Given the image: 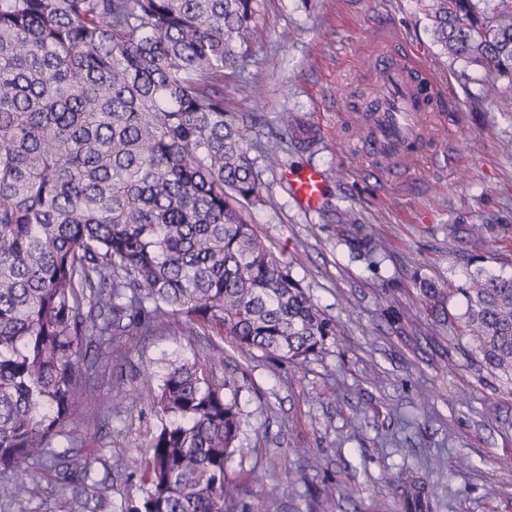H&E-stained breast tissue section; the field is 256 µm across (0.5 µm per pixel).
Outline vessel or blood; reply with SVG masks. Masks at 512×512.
<instances>
[{
  "label": "vessel or blood",
  "mask_w": 512,
  "mask_h": 512,
  "mask_svg": "<svg viewBox=\"0 0 512 512\" xmlns=\"http://www.w3.org/2000/svg\"><path fill=\"white\" fill-rule=\"evenodd\" d=\"M377 90L370 108L354 115L353 147L382 173H406L430 154L427 117L446 100L443 84L427 77L413 52L385 50L375 55ZM291 200L307 212L319 208L326 174L308 166L286 173Z\"/></svg>",
  "instance_id": "obj_1"
}]
</instances>
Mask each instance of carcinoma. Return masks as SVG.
Here are the masks:
<instances>
[{"label":"carcinoma","mask_w":512,"mask_h":512,"mask_svg":"<svg viewBox=\"0 0 512 512\" xmlns=\"http://www.w3.org/2000/svg\"><path fill=\"white\" fill-rule=\"evenodd\" d=\"M257 0H0V501L44 492L47 474L87 488L78 449L88 350L107 367L114 336H144L167 314L211 326L236 348L293 367L336 323L244 218L262 194L250 146L224 111V70L247 55ZM452 61L480 67L475 98L512 112V0H417ZM279 121L295 143L315 131ZM281 164L282 138L260 146ZM350 248L383 251L355 211L336 212ZM437 322L512 379V278L418 282ZM455 295L463 313L448 315ZM171 417L141 460L143 497L126 512H245L228 476L248 425L244 383L184 363L155 388ZM66 432L72 450L51 448Z\"/></svg>","instance_id":"obj_1"}]
</instances>
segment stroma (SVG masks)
I'll use <instances>...</instances> for the list:
<instances>
[{"label":"stroma","instance_id":"obj_1","mask_svg":"<svg viewBox=\"0 0 512 512\" xmlns=\"http://www.w3.org/2000/svg\"><path fill=\"white\" fill-rule=\"evenodd\" d=\"M413 51L449 87L453 102L431 127L435 152L385 188L351 147L349 125L376 81L364 59L381 32ZM480 67L443 55L415 0H258L249 57L224 73V109L249 143L278 132L277 115H301L320 138L288 145L286 168L317 166L329 182L319 211L300 210L284 168L255 163L263 193L251 222L337 323L322 352L294 368L236 349L213 329L187 336L168 317L145 336H119L112 376L91 380L82 412L90 485L101 512L140 498V474L114 460L140 457L163 416L143 393L173 364L219 354L216 376L244 375L248 425L228 473L250 512H512V389L471 356L466 341L428 317L418 281L464 283L470 274L512 277V114L474 100ZM472 83H465V76ZM371 225L384 251H351L339 209ZM419 486L423 508L409 493ZM35 499L0 512H85L83 497L55 479Z\"/></svg>","mask_w":512,"mask_h":512}]
</instances>
